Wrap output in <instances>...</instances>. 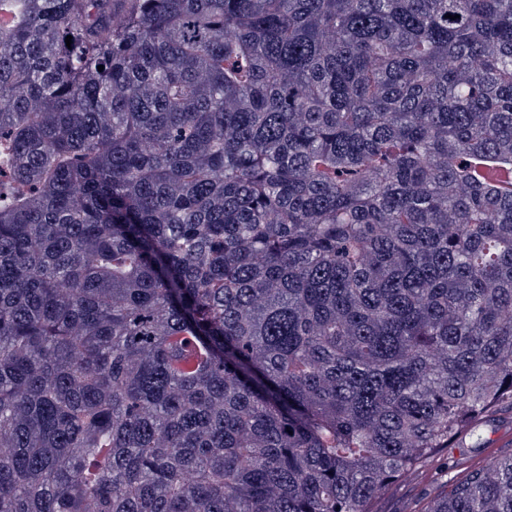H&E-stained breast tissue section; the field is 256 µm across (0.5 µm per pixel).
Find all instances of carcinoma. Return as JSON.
<instances>
[{
    "instance_id": "carcinoma-1",
    "label": "carcinoma",
    "mask_w": 512,
    "mask_h": 512,
    "mask_svg": "<svg viewBox=\"0 0 512 512\" xmlns=\"http://www.w3.org/2000/svg\"><path fill=\"white\" fill-rule=\"evenodd\" d=\"M0 14V512H369L487 447L512 0ZM422 512H512V455Z\"/></svg>"
}]
</instances>
